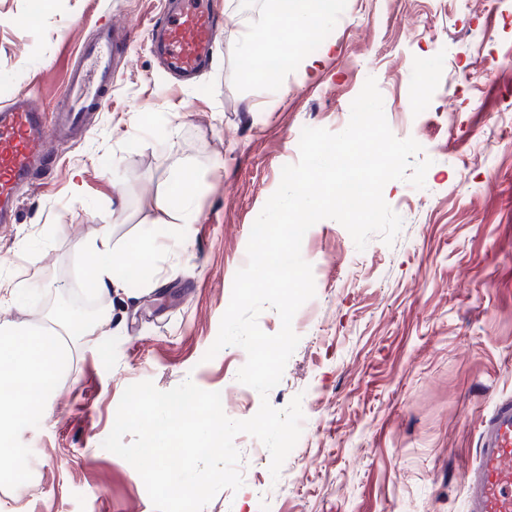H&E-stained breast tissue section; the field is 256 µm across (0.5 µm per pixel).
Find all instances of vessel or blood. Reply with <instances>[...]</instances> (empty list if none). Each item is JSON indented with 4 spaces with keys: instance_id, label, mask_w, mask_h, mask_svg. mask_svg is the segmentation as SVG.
Masks as SVG:
<instances>
[{
    "instance_id": "obj_1",
    "label": "vessel or blood",
    "mask_w": 512,
    "mask_h": 512,
    "mask_svg": "<svg viewBox=\"0 0 512 512\" xmlns=\"http://www.w3.org/2000/svg\"><path fill=\"white\" fill-rule=\"evenodd\" d=\"M219 16L211 0H164L150 34L154 55L167 72L193 84L214 60ZM133 27L99 28L82 43L79 62L65 85L68 104L55 124L29 96L0 106V223L17 221L19 202L55 161L49 141L65 143L112 87L115 63L135 42ZM466 512H512V399L499 401L484 417L480 448L465 474Z\"/></svg>"
}]
</instances>
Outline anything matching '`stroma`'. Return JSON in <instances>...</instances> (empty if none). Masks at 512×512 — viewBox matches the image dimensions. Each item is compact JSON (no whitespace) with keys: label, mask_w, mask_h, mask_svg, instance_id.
I'll use <instances>...</instances> for the list:
<instances>
[{"label":"stroma","mask_w":512,"mask_h":512,"mask_svg":"<svg viewBox=\"0 0 512 512\" xmlns=\"http://www.w3.org/2000/svg\"><path fill=\"white\" fill-rule=\"evenodd\" d=\"M224 34L192 88L169 81L150 51L159 0H0V105L35 96L53 111L79 43L129 20L139 36L59 169L0 227V326L47 323L59 283L74 287L86 244L157 252L155 276L106 295L110 321L82 337L39 426L22 431L35 493L0 497V512H154L137 471L105 450L125 388L167 391L192 380L220 392L236 420L260 396L238 382L245 351L215 341L252 225L296 163L299 130L341 132L375 78L393 134L430 160L424 188L386 184L401 217L393 245L357 249L337 221L304 235L315 295L297 311L300 342L268 400L301 397V437L279 478L270 453L241 434L244 484L203 512H466L463 476L479 425L512 397V0H336L318 45L277 82L250 78L245 34L276 39L269 0H219ZM191 172V213L164 212Z\"/></svg>","instance_id":"obj_1"}]
</instances>
